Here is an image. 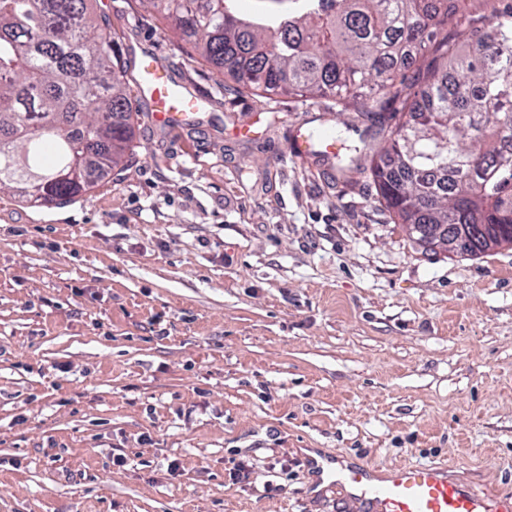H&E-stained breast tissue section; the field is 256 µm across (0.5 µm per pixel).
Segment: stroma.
<instances>
[{
    "mask_svg": "<svg viewBox=\"0 0 512 512\" xmlns=\"http://www.w3.org/2000/svg\"><path fill=\"white\" fill-rule=\"evenodd\" d=\"M93 11L135 139L86 198L0 193V512H336L310 448L512 492V246L421 253L367 176L289 150L370 122L224 86L139 0ZM147 52L202 97L189 125L151 122Z\"/></svg>",
    "mask_w": 512,
    "mask_h": 512,
    "instance_id": "stroma-1",
    "label": "stroma"
}]
</instances>
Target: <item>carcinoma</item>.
<instances>
[{
	"label": "carcinoma",
	"mask_w": 512,
	"mask_h": 512,
	"mask_svg": "<svg viewBox=\"0 0 512 512\" xmlns=\"http://www.w3.org/2000/svg\"><path fill=\"white\" fill-rule=\"evenodd\" d=\"M89 0H0V192L83 197L123 166L135 130L126 72ZM223 78L266 95L332 97L381 140L339 166L372 179L408 239L475 257L512 244V6L482 0L495 37L448 0H142Z\"/></svg>",
	"instance_id": "1"
}]
</instances>
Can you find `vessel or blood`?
I'll return each instance as SVG.
<instances>
[{"instance_id": "b4317fda", "label": "vessel or blood", "mask_w": 512, "mask_h": 512, "mask_svg": "<svg viewBox=\"0 0 512 512\" xmlns=\"http://www.w3.org/2000/svg\"><path fill=\"white\" fill-rule=\"evenodd\" d=\"M159 126L184 122L200 109L198 96L173 87L169 68L144 55L139 82ZM313 487L341 488L356 512H512V494H490L451 474L447 464L402 463L380 466L363 459L320 452L307 455Z\"/></svg>"}]
</instances>
